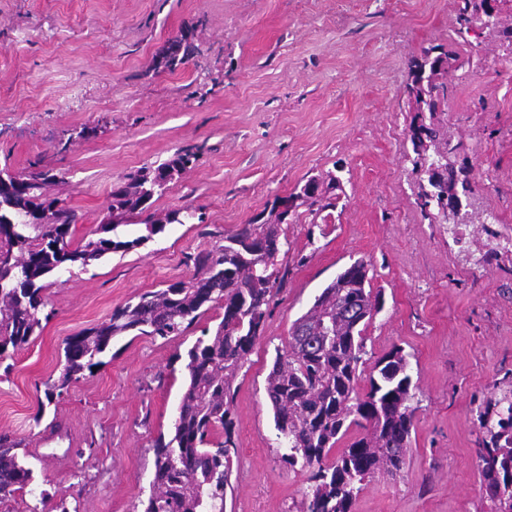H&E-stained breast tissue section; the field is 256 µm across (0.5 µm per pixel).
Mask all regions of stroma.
<instances>
[{
    "label": "stroma",
    "mask_w": 512,
    "mask_h": 512,
    "mask_svg": "<svg viewBox=\"0 0 512 512\" xmlns=\"http://www.w3.org/2000/svg\"><path fill=\"white\" fill-rule=\"evenodd\" d=\"M456 0H0V168L53 169L50 193L74 210L71 243L101 224L112 189L176 150L196 159L156 197L192 207L145 244L50 279L35 339L0 359V434L19 441L28 489L0 512H144L153 446L170 435L187 384L180 354L223 312L168 339H113L96 371L53 403L67 337L138 295L186 280L203 256L313 176L340 180L328 217L281 222L288 273L264 335L230 381L237 456L224 512H297L307 472L281 460L266 377L276 349L344 268L370 265L384 306L366 328L368 361L393 346L415 387L406 465L377 475L351 512H486L478 407L512 381V272L463 260L415 204L409 63L449 45ZM191 52L170 71L168 41ZM451 71L442 120L469 160L476 206L512 226V47L484 34ZM305 257L297 265V257Z\"/></svg>",
    "instance_id": "35a3bbf8"
}]
</instances>
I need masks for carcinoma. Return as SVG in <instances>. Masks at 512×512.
<instances>
[{"instance_id": "carcinoma-1", "label": "carcinoma", "mask_w": 512, "mask_h": 512, "mask_svg": "<svg viewBox=\"0 0 512 512\" xmlns=\"http://www.w3.org/2000/svg\"><path fill=\"white\" fill-rule=\"evenodd\" d=\"M504 0H458L454 33L462 42L487 11H501ZM466 61L441 45L423 50L409 64L408 94L412 101L410 128L423 119L421 134L410 136L413 171L424 170L416 199L432 197V206L418 208L431 224H464L469 211L448 218L439 201L465 199L471 205L470 170L456 165L455 146L441 126L438 113L447 95L439 78ZM192 154L178 150L155 167L124 177L112 190L110 221L100 224L98 237L77 246L67 241L76 216L59 206L46 188L56 182L51 171L31 164L17 177L35 189L19 196L0 195V356L8 347L30 342L39 327L46 301V280L74 267L133 249L169 224L195 218L188 207L151 213L154 196L167 183L162 172L182 174ZM293 207L305 203L318 211L333 209L329 198L300 191L289 196ZM143 218L148 235L119 240L113 232ZM281 225H242L225 237L224 245L204 260L193 259L189 281H176L141 294L132 304L112 311L109 321L66 338L64 365L57 380L46 382L48 402L61 396L84 372L103 364L101 357L117 336H181L213 307L224 310L215 334L200 337L186 354L189 383L181 398L172 437L154 447L152 492L144 512H224L230 484L233 440L229 378L263 336L279 279ZM369 270L357 260L340 272L292 326L288 344L276 350L266 379L275 428L284 439L282 461L311 471L313 482L300 512H350L366 483L380 472L396 473L405 464L414 428V386L404 349L394 346L366 364L367 325L380 300L366 289ZM476 421L481 483L491 512H512V388L486 399ZM361 432L338 455L330 453L349 431ZM21 443L0 435V503L14 497L32 480V469L15 449Z\"/></svg>"}]
</instances>
